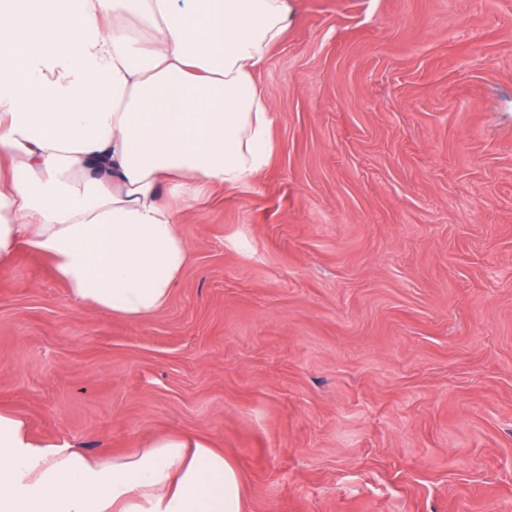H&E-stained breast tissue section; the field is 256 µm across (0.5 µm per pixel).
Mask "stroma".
Masks as SVG:
<instances>
[{
	"label": "stroma",
	"instance_id": "35a3bbf8",
	"mask_svg": "<svg viewBox=\"0 0 512 512\" xmlns=\"http://www.w3.org/2000/svg\"><path fill=\"white\" fill-rule=\"evenodd\" d=\"M272 153L184 210L159 313L0 270V407L211 441L246 512H512V0H293Z\"/></svg>",
	"mask_w": 512,
	"mask_h": 512
}]
</instances>
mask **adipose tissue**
<instances>
[{
    "label": "adipose tissue",
    "mask_w": 512,
    "mask_h": 512,
    "mask_svg": "<svg viewBox=\"0 0 512 512\" xmlns=\"http://www.w3.org/2000/svg\"><path fill=\"white\" fill-rule=\"evenodd\" d=\"M290 0H0V267L48 259L79 305L142 319L190 255L179 208L272 151L256 81ZM0 512H244L223 449L94 457L0 409Z\"/></svg>",
    "instance_id": "1"
}]
</instances>
